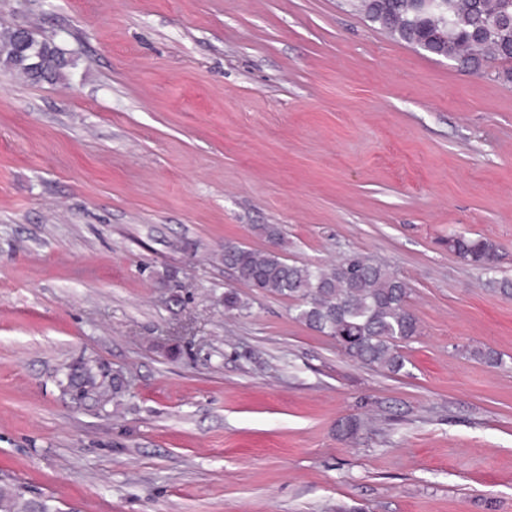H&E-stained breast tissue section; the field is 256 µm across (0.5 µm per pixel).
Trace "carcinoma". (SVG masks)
<instances>
[{"label": "carcinoma", "instance_id": "obj_1", "mask_svg": "<svg viewBox=\"0 0 512 512\" xmlns=\"http://www.w3.org/2000/svg\"><path fill=\"white\" fill-rule=\"evenodd\" d=\"M447 2L448 55L456 56L457 63L478 70L487 62L512 57V23L499 21L505 11L512 15V0ZM411 5L412 0H386L383 15L371 21H397L398 40H416L427 32L433 17ZM0 64L37 84L60 78L72 59L52 39L0 25ZM253 231L274 247L224 246V266L238 281L258 292L298 301L296 319L335 339L348 357L393 374L404 369L402 344L419 335V325L408 308L409 288L402 277L359 253L324 267L290 262L282 253L278 225L255 224ZM448 251L486 272L497 267V246L484 237L452 235ZM66 380L67 387L81 396L101 389L86 363L69 368ZM31 508L32 500L20 488L0 486V512Z\"/></svg>", "mask_w": 512, "mask_h": 512}]
</instances>
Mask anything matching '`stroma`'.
Wrapping results in <instances>:
<instances>
[{
  "mask_svg": "<svg viewBox=\"0 0 512 512\" xmlns=\"http://www.w3.org/2000/svg\"><path fill=\"white\" fill-rule=\"evenodd\" d=\"M1 19L75 63L41 85L0 66V485L56 512H512V300L488 284L512 280V81L347 0ZM256 224L288 260L355 251L409 282L399 374L225 268V244L265 248ZM453 234L493 241L494 273ZM83 362L125 395L66 390Z\"/></svg>",
  "mask_w": 512,
  "mask_h": 512,
  "instance_id": "obj_1",
  "label": "stroma"
}]
</instances>
